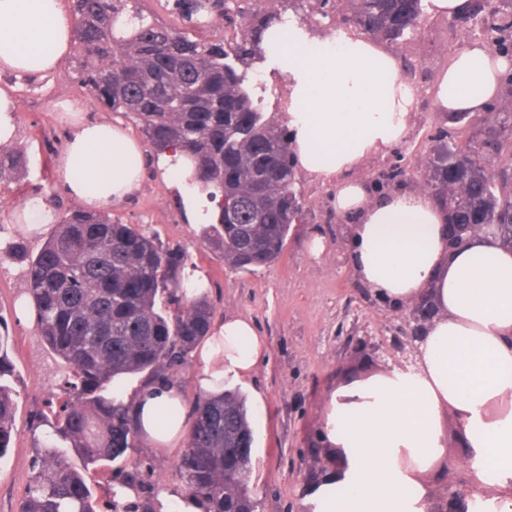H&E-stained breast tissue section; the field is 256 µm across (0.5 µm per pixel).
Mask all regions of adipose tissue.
Instances as JSON below:
<instances>
[{
  "label": "adipose tissue",
  "instance_id": "1",
  "mask_svg": "<svg viewBox=\"0 0 512 512\" xmlns=\"http://www.w3.org/2000/svg\"><path fill=\"white\" fill-rule=\"evenodd\" d=\"M74 19L68 0H0V70L54 73L69 53ZM47 45L37 68L32 42ZM265 72L288 79V128L296 164L333 184L337 215L348 223L353 276L376 298L410 304L430 294L436 315L423 331L414 366L329 392L324 428L336 448V479L308 488L307 512H431L428 481L446 458L443 422L452 413L474 460H491L476 475L491 512H512V247L491 233L448 247V216L429 192L401 188L374 195L359 177L363 162L402 144L416 91L397 57L362 34L317 38L298 22L264 33ZM512 59L481 43L462 48L439 77L438 111L475 114L497 100ZM70 136L56 160L67 191L91 209L132 198L144 177L145 154L131 130L90 121L78 100L60 102ZM189 223L204 221L193 167L182 153L158 156ZM93 176L87 189L77 172ZM267 343L253 320L228 315L196 347L194 386L222 397L265 363ZM131 409L149 451L172 455L192 428L186 394L174 382L127 384ZM344 497H337L336 488Z\"/></svg>",
  "mask_w": 512,
  "mask_h": 512
}]
</instances>
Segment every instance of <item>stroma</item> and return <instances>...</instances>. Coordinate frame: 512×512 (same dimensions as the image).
<instances>
[{
    "mask_svg": "<svg viewBox=\"0 0 512 512\" xmlns=\"http://www.w3.org/2000/svg\"><path fill=\"white\" fill-rule=\"evenodd\" d=\"M470 41V35L452 28L448 19L426 13L417 31L395 46L400 60L413 65L405 74L417 89L411 130L406 142L366 159L361 177L373 180L396 164L405 170L402 186H423L435 138L448 125L446 114L434 105V87L451 57ZM13 86L19 127L15 145L26 153L28 172L0 184V236L24 242L34 254L54 227L49 224L32 234L20 230L25 203L52 197L67 209L80 205L54 172L69 134L57 118L55 102L85 100L91 120L112 121L116 115L86 100L64 64L49 85ZM296 178L304 199L301 223L292 225L275 262L247 271L225 266L222 255L204 241L201 227L184 222L181 203L154 166H147L142 187L131 199L109 208L112 218L137 225L163 243L186 248L190 262L208 277V300L216 318L234 314L253 319L267 342V360L251 380L264 402L249 410L254 434L249 488L259 502L258 512H303L305 489L312 486L320 468L335 459L324 433L326 393L387 371L393 362V338L408 311L407 306L370 296L351 274L348 225L333 211L330 183L301 170ZM315 237L326 245L317 257L308 250ZM24 270L23 262L0 260V339L12 364L11 374L0 381L17 393L11 443L0 458V512H18L34 462L32 428L48 400L61 393L66 376L38 337L34 322L18 314ZM142 460L152 465L153 475L139 488L136 503L141 512H149L163 486L181 482L178 456L140 448L105 468L123 477Z\"/></svg>",
    "mask_w": 512,
    "mask_h": 512,
    "instance_id": "obj_1",
    "label": "stroma"
}]
</instances>
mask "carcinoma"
Segmentation results:
<instances>
[{
    "label": "carcinoma",
    "instance_id": "1",
    "mask_svg": "<svg viewBox=\"0 0 512 512\" xmlns=\"http://www.w3.org/2000/svg\"><path fill=\"white\" fill-rule=\"evenodd\" d=\"M75 53L69 69L96 103L131 115L154 155L177 147L191 159L210 222L203 237L236 269L262 267L282 253L300 222L288 127L267 116L249 69L266 59L262 34L286 12L255 8L256 0H208L205 25L232 36L201 40L144 12L141 0H70ZM468 0L458 21L501 54L512 53V0ZM295 15L319 16L333 29L356 28L396 43L417 28L422 0H287ZM496 120L454 155L436 150L426 180L450 224H500L512 244V74L502 83ZM16 149L0 147V183L26 170ZM27 264L24 293L43 343L73 375L52 411L48 439L35 448L19 512H95L85 477L60 451L66 442L84 468L114 460L140 444L130 408L114 381L142 374L170 381L207 335L214 309L185 296L188 256L105 211L70 209L34 256L13 244ZM13 391L0 383V457L8 448ZM187 448L178 462L189 491L212 512H258L248 490L252 459L224 474V456L253 437L245 398L236 390L196 403Z\"/></svg>",
    "mask_w": 512,
    "mask_h": 512
}]
</instances>
